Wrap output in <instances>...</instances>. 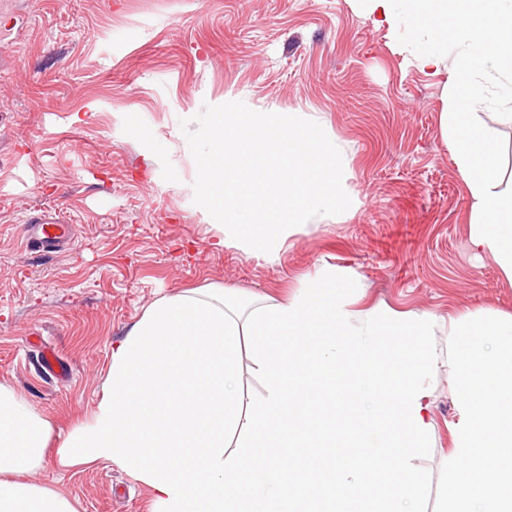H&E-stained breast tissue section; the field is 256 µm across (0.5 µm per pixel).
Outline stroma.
I'll return each instance as SVG.
<instances>
[{"instance_id":"1","label":"stroma","mask_w":512,"mask_h":512,"mask_svg":"<svg viewBox=\"0 0 512 512\" xmlns=\"http://www.w3.org/2000/svg\"><path fill=\"white\" fill-rule=\"evenodd\" d=\"M407 20L375 25L357 0H14L0 15V384L67 432L90 420L111 348L159 297L219 286L274 300L319 271L347 282L355 310L447 319L512 315V282L469 242L470 205L441 136L445 73L420 69ZM508 90L479 113L512 169ZM304 112L345 151L357 211L291 235L278 259L215 248L194 202L196 166L180 122L204 104ZM138 116L129 128L123 116ZM81 122H73V115ZM163 159L151 169L140 152ZM59 211L61 252L26 245L25 221ZM55 348L71 367L41 363ZM454 370L432 380L434 433L413 463L421 512H445ZM29 482L78 512H153L148 487L107 461Z\"/></svg>"}]
</instances>
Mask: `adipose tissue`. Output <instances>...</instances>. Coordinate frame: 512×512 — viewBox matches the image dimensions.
I'll list each match as a JSON object with an SVG mask.
<instances>
[{"label": "adipose tissue", "mask_w": 512, "mask_h": 512, "mask_svg": "<svg viewBox=\"0 0 512 512\" xmlns=\"http://www.w3.org/2000/svg\"><path fill=\"white\" fill-rule=\"evenodd\" d=\"M363 2L379 26L406 12L416 64L446 71L441 132L470 199V243L512 281V191L476 112L488 86L512 87V0ZM344 286L328 271L279 303L218 287L156 300L113 344L91 420L58 441L0 385V512H77L26 480L53 441L63 466L108 461L145 483L158 512H405L421 487L412 457L434 428L426 382L446 364L451 512H512V317L449 319L441 344L435 315L355 311ZM245 344L265 382L253 403L239 390ZM352 379L374 400L340 420ZM239 433L243 451L230 450Z\"/></svg>", "instance_id": "ef3b65f1"}]
</instances>
